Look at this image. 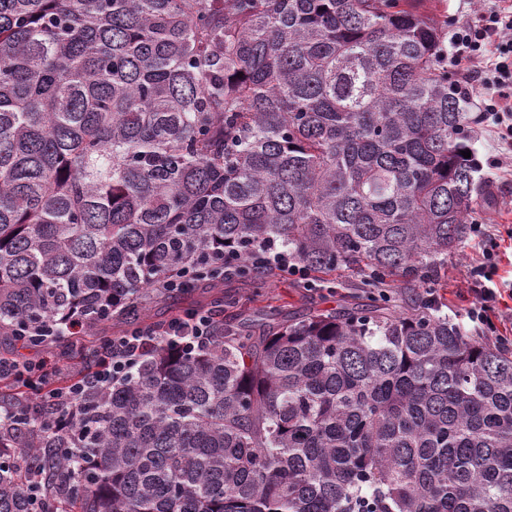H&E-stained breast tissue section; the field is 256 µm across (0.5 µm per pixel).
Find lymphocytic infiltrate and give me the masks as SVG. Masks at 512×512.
Listing matches in <instances>:
<instances>
[{"label": "lymphocytic infiltrate", "mask_w": 512, "mask_h": 512, "mask_svg": "<svg viewBox=\"0 0 512 512\" xmlns=\"http://www.w3.org/2000/svg\"><path fill=\"white\" fill-rule=\"evenodd\" d=\"M449 58L458 85L465 94H478L484 123L494 128L503 153L512 156V0H493L474 21L458 26L450 37ZM471 231L483 245V260L470 271L473 300L466 318L494 335L498 293L488 282L497 266L498 243L486 225H473ZM212 336L213 324L206 314L177 317L166 328H138L99 345L93 366L70 380H63L55 364L28 360L0 364V378H11L30 393L48 397L56 408H68L76 395L123 378L158 341L170 342L179 351H194L208 345Z\"/></svg>", "instance_id": "f902f5d3"}]
</instances>
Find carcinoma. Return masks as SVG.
Segmentation results:
<instances>
[{"label":"carcinoma","mask_w":512,"mask_h":512,"mask_svg":"<svg viewBox=\"0 0 512 512\" xmlns=\"http://www.w3.org/2000/svg\"><path fill=\"white\" fill-rule=\"evenodd\" d=\"M435 0H0V336L84 333L156 301L263 288L257 253L362 295L0 424V512H512V349L391 281L431 285L470 232L480 167Z\"/></svg>","instance_id":"obj_1"}]
</instances>
